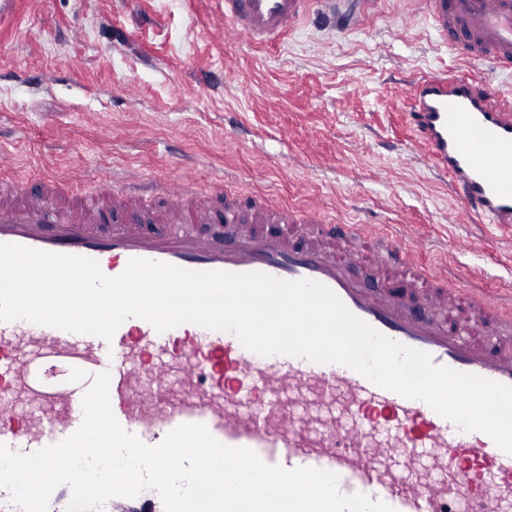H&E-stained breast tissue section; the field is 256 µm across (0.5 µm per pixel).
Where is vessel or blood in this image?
<instances>
[{"mask_svg": "<svg viewBox=\"0 0 512 512\" xmlns=\"http://www.w3.org/2000/svg\"><path fill=\"white\" fill-rule=\"evenodd\" d=\"M225 33L272 45L311 13L355 26L384 0H218ZM469 63L512 71V0H407ZM409 147L448 174L460 205L452 224L512 225V99L471 76L434 72L414 82L404 113ZM57 183L16 202L0 196V243L95 259L110 277L144 258L193 271L263 272L330 288L359 319L430 354L437 365L512 385V309L498 294L450 287L416 262L415 239L252 200L240 218L220 180L192 186L135 171L94 181L53 206ZM368 262L373 288L352 275ZM0 385L24 388L38 418L18 422L0 400V448H44L83 418L72 369L110 371L122 427L149 446L184 423L204 424L229 447L267 464L333 472L342 494L362 493L395 512H512V455L486 434L461 431L426 403L380 388L340 364L264 357L231 333L186 323L157 333L127 319L112 340L26 321L0 322ZM492 481H485V474Z\"/></svg>", "mask_w": 512, "mask_h": 512, "instance_id": "obj_1", "label": "vessel or blood"}]
</instances>
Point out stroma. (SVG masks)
I'll list each match as a JSON object with an SVG mask.
<instances>
[{
	"label": "stroma",
	"mask_w": 512,
	"mask_h": 512,
	"mask_svg": "<svg viewBox=\"0 0 512 512\" xmlns=\"http://www.w3.org/2000/svg\"><path fill=\"white\" fill-rule=\"evenodd\" d=\"M439 70L512 95V75L459 59L405 0L345 32L313 15L264 47L226 41L215 0H13L0 162L87 189L115 167L164 178L180 151L198 184L224 172L368 235L408 231L460 287L512 289V229L449 223L448 178L406 150L408 89Z\"/></svg>",
	"instance_id": "35a3bbf8"
}]
</instances>
